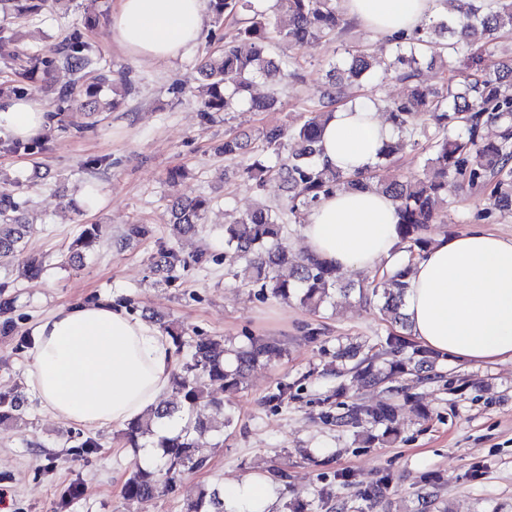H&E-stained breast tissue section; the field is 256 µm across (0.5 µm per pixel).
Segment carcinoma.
Returning <instances> with one entry per match:
<instances>
[{
	"mask_svg": "<svg viewBox=\"0 0 512 512\" xmlns=\"http://www.w3.org/2000/svg\"><path fill=\"white\" fill-rule=\"evenodd\" d=\"M450 10L429 19L409 34L393 36L397 41L393 57L356 50L347 53L333 65L321 92L319 108L311 111L295 127L268 125L261 129L262 152L254 155L242 172L257 194L268 181L276 180L286 193L287 210L259 205L224 225V249L229 266L243 264L244 285L260 289L264 297L284 303L296 298L300 304L317 308L336 291L339 271L315 256L297 258L288 251L286 221L301 223L302 217L324 194L337 189L368 188L370 177L346 174L320 162L321 135L328 113L345 97L347 88L361 85L373 73L382 78L394 76L410 84L406 97L381 100L388 120L397 130V139L386 145L377 167H386L405 149H419L427 157L419 174L398 175L386 179L379 188L397 202L398 228L406 252L415 256L429 245L425 230L439 223L440 204L448 192L466 184L472 189L492 187L490 205L499 210H512V98L503 97L499 88L504 80H512V61L487 62L484 53L495 35L512 31V0H442ZM273 9L284 15L280 21L252 3V0H208V10L215 21L234 16L241 10L250 16L234 31L224 34V48L217 56L200 62L202 85L197 98L203 111L229 112L246 103L254 112H268L277 106L271 95L252 94L258 77L274 80L283 74L282 63L269 55L270 47L285 42L293 49L327 40L345 24L334 0H275ZM458 58L463 69L458 71L459 87L444 83L434 87L421 79L422 66L433 65L438 57ZM75 75L74 82L62 93L65 99L92 97L100 92L106 76L98 83L84 81L86 69L93 63L88 46L75 35L59 51V60ZM497 128L494 138L483 131ZM247 143L237 135L224 138V156L235 158L245 154ZM210 206L205 196L186 197L176 201L170 210L169 224L178 237L200 232V221ZM19 203L7 190L0 191V261L11 263L23 252L25 239L33 227L18 215ZM96 224H88L73 240L60 266L79 263L100 241ZM185 263L173 248H162L154 257V271L169 278ZM290 267L288 275L281 270ZM20 276L36 278L43 271L42 260L29 257L21 262ZM405 268L359 287V294L371 292L382 300L381 311L394 323L404 325L400 312ZM176 351L186 352L184 361L172 378V392L179 404L165 405L158 411L130 422L122 433V447L134 455L146 447L145 435H156L160 419L177 415L183 421L176 432L161 436L157 447L162 453L149 462L136 460L122 487V498L131 504L153 496L161 488H170L184 474L205 465L196 449L206 443L216 426L204 416L210 410L223 415L222 426L232 423L224 402L211 396L209 386L220 384L224 393L233 395L246 386L250 371L258 364L279 357L282 345L274 340L252 341L237 347L224 339L209 336H184V331L166 327ZM376 355L365 356L354 372L364 382L378 385L388 382L392 373L377 368ZM24 399L18 393L0 394V425L9 426L22 419ZM369 416L373 422L394 431L396 406L383 403L368 409L354 406L350 419ZM186 512H228L224 508V491L213 488L201 491Z\"/></svg>",
	"mask_w": 512,
	"mask_h": 512,
	"instance_id": "cac0c4a2",
	"label": "carcinoma"
}]
</instances>
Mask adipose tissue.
Segmentation results:
<instances>
[{
	"mask_svg": "<svg viewBox=\"0 0 512 512\" xmlns=\"http://www.w3.org/2000/svg\"><path fill=\"white\" fill-rule=\"evenodd\" d=\"M348 17L369 32L409 33L439 0H343ZM207 0H119L111 38L132 58L168 62L201 41ZM32 98L0 102V128L20 139L53 122ZM396 131L375 102L359 99L331 112L321 159L366 173ZM306 248L343 272H369L380 261L409 268L404 290L408 328L423 346L474 364L512 363V238L481 227L438 236L408 257L401 249L395 203L372 189L339 190L308 212ZM27 383L53 418L97 430L122 429L170 392L179 360L171 339L112 299L59 306L31 331ZM237 512H272L269 480L246 478L224 489Z\"/></svg>",
	"mask_w": 512,
	"mask_h": 512,
	"instance_id": "obj_1",
	"label": "adipose tissue"
}]
</instances>
